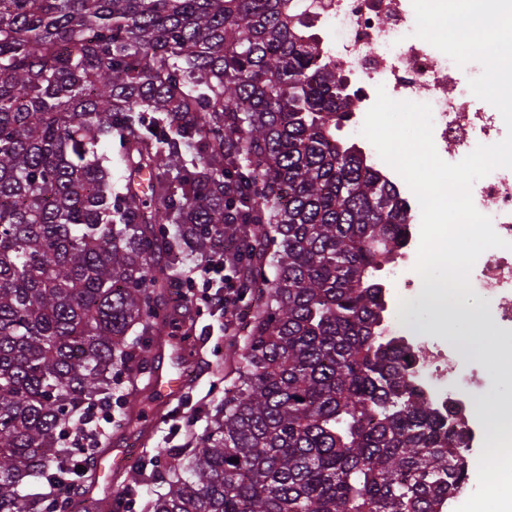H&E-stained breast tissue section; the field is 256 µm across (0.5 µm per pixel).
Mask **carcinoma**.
<instances>
[{
    "mask_svg": "<svg viewBox=\"0 0 512 512\" xmlns=\"http://www.w3.org/2000/svg\"><path fill=\"white\" fill-rule=\"evenodd\" d=\"M343 87L288 0H0V512H73L23 484L68 478L89 409L139 419L114 385L192 329L175 253L226 239L256 308L213 426L142 461L167 484L148 512H439L464 488L468 431L380 336L405 213L338 138Z\"/></svg>",
    "mask_w": 512,
    "mask_h": 512,
    "instance_id": "cac0c4a2",
    "label": "carcinoma"
}]
</instances>
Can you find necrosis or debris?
I'll return each instance as SVG.
<instances>
[{"label":"necrosis or debris","mask_w":512,"mask_h":512,"mask_svg":"<svg viewBox=\"0 0 512 512\" xmlns=\"http://www.w3.org/2000/svg\"><path fill=\"white\" fill-rule=\"evenodd\" d=\"M304 38L315 39L318 60L336 65L344 77L350 101L344 121L352 145L364 162L378 169L394 186L406 209L407 236L394 262L382 277V300L387 319L383 335L402 342L408 352L406 378L439 408L454 406L470 431V445L489 447L494 429L473 416L469 398L487 382L485 372L466 363L463 354L434 334L405 332L399 318L412 304L428 299L445 305L450 296L440 288H423L415 270L420 241L421 211L406 182L379 156L361 133L378 88L396 100L429 104L433 140L440 158L450 164L480 144H493L506 135L501 114L477 98L468 81L482 68L472 62L458 67L447 55L415 37L411 0H291ZM476 209L491 218L503 248L480 257L471 274L477 296L491 307L498 329L512 333V169L500 168L472 187Z\"/></svg>","instance_id":"4bbe7bcc"}]
</instances>
